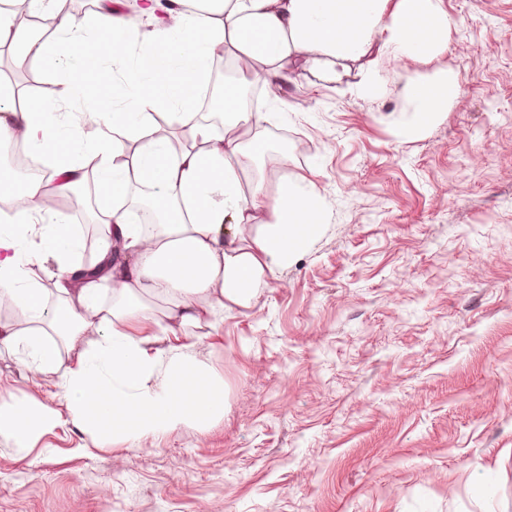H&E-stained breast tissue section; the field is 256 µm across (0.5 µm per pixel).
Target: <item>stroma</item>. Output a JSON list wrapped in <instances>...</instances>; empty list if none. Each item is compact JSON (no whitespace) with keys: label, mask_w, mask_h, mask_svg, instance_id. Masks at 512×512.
I'll return each instance as SVG.
<instances>
[{"label":"stroma","mask_w":512,"mask_h":512,"mask_svg":"<svg viewBox=\"0 0 512 512\" xmlns=\"http://www.w3.org/2000/svg\"><path fill=\"white\" fill-rule=\"evenodd\" d=\"M430 61L387 60L351 97L291 69L252 137L288 150L313 242L248 308L192 328L223 415L131 443L65 422L0 436V512H512V0H444ZM459 96L409 129L406 85ZM65 411L54 374L0 350V402Z\"/></svg>","instance_id":"obj_1"}]
</instances>
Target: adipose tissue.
<instances>
[{"label":"adipose tissue","instance_id":"1","mask_svg":"<svg viewBox=\"0 0 512 512\" xmlns=\"http://www.w3.org/2000/svg\"><path fill=\"white\" fill-rule=\"evenodd\" d=\"M122 0L93 16L59 15L44 39L15 26L0 9V45L62 81L69 103L96 121L64 128L43 101L15 106V89L0 83V150L20 139L43 157L57 178V191L83 183L94 163L97 184L111 206L105 216L112 235L99 247L100 278L75 280L81 240L72 225L57 220L34 227L42 212V182L18 185L0 171V200L15 203V222L0 224V303L23 309L29 327L0 326V346L26 353L35 371L60 374L73 423L97 435L138 442L184 425L203 426L224 412L222 380L192 353L188 329L204 316L249 307L258 288L287 267L325 219L321 198L301 181L287 180L268 195L257 173L251 196L241 191V159L258 161L253 141L229 138L243 122L261 125L266 115L243 109L240 84L224 87V132L198 120L199 89L209 81L210 62L225 46L238 51L244 81L261 84L270 104H282L288 76L283 64L304 65L350 96L379 93L386 59L426 61L445 53L454 21L443 0H143L138 10L154 22L141 34L121 12ZM146 49L122 74L113 96L95 87L110 81L104 63L121 58L137 40ZM457 74L438 71L405 90L413 126L429 124L458 96ZM144 189L141 204L153 207L152 231L131 223L129 186ZM40 243H33V234ZM56 262L52 287L31 268ZM111 304H103L102 288ZM55 290L58 306L47 310ZM103 341L78 350L63 366L61 347H74L91 323ZM159 328L166 343L137 336L136 324ZM62 422L47 406L0 404V435L28 447Z\"/></svg>","mask_w":512,"mask_h":512}]
</instances>
